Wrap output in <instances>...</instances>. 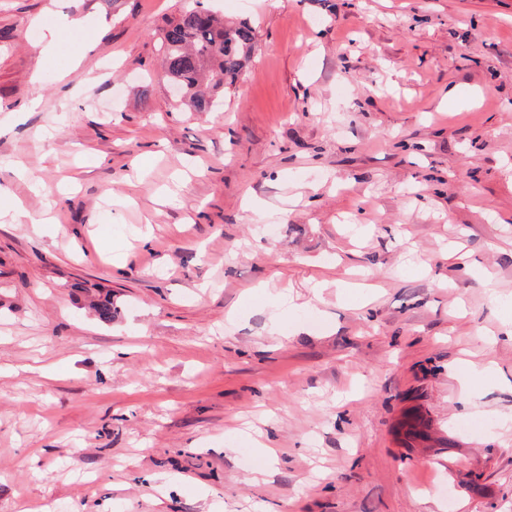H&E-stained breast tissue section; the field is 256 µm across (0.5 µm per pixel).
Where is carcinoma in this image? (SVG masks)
Returning a JSON list of instances; mask_svg holds the SVG:
<instances>
[{
  "mask_svg": "<svg viewBox=\"0 0 512 512\" xmlns=\"http://www.w3.org/2000/svg\"><path fill=\"white\" fill-rule=\"evenodd\" d=\"M200 0L168 24L161 38L164 68L180 86V101L195 112L211 110V93L233 84L258 51L255 29L246 21L224 23L211 13L202 18ZM405 435L426 441V424L416 416Z\"/></svg>",
  "mask_w": 512,
  "mask_h": 512,
  "instance_id": "1",
  "label": "carcinoma"
}]
</instances>
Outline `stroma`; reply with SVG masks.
Returning a JSON list of instances; mask_svg holds the SVG:
<instances>
[{
	"instance_id": "1",
	"label": "stroma",
	"mask_w": 512,
	"mask_h": 512,
	"mask_svg": "<svg viewBox=\"0 0 512 512\" xmlns=\"http://www.w3.org/2000/svg\"><path fill=\"white\" fill-rule=\"evenodd\" d=\"M203 5L192 112L185 0H0V512H512V0ZM203 11L209 14L206 19ZM161 42L164 68L180 86L178 97L195 112H209V91L232 85L258 51L255 29L248 22L226 24L199 0L168 24Z\"/></svg>"
}]
</instances>
